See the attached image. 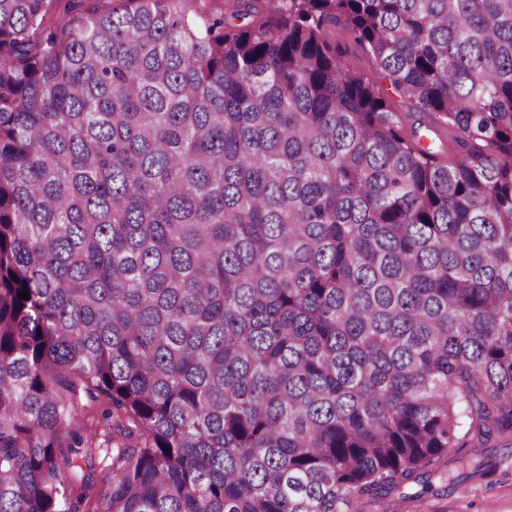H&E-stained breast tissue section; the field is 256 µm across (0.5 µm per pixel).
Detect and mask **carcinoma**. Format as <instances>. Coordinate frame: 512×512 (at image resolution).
<instances>
[{"label": "carcinoma", "mask_w": 512, "mask_h": 512, "mask_svg": "<svg viewBox=\"0 0 512 512\" xmlns=\"http://www.w3.org/2000/svg\"><path fill=\"white\" fill-rule=\"evenodd\" d=\"M132 2L37 39L47 0H0V512H81L102 397L94 512H366L483 473L512 447V0ZM341 42L348 62L378 88L381 95L390 104L391 110L399 116L404 128L409 132L414 126V122L422 116L416 112L415 105L395 91L389 80L379 71L372 57L361 46L348 39H341ZM421 121L433 123L429 129L434 130L442 140L444 148H442L441 157L445 161L448 155L447 151L451 147L448 132L446 133L443 125L437 122L434 114L421 117ZM94 422L91 425V420L84 433L95 441L96 444H101V450L95 460L94 482L95 485L89 492L90 500L87 505H83L82 509L92 508L95 503L97 495L104 490L106 480L112 475V441L105 442L107 435H112L111 426H109L98 414L93 418Z\"/></svg>", "instance_id": "carcinoma-1"}]
</instances>
